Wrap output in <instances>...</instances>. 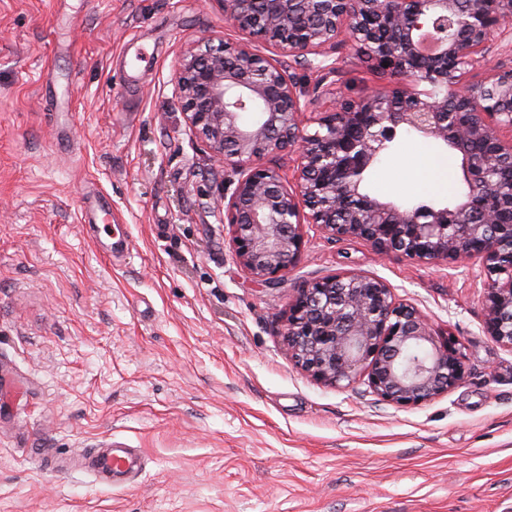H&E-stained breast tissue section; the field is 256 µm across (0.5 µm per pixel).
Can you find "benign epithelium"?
Instances as JSON below:
<instances>
[{"mask_svg": "<svg viewBox=\"0 0 512 512\" xmlns=\"http://www.w3.org/2000/svg\"><path fill=\"white\" fill-rule=\"evenodd\" d=\"M245 38L199 41L181 57L172 97L216 162L232 167L219 187L230 243L247 274L271 284L299 262L303 226L366 241L422 262H481L484 328L512 350V65H489L492 41L512 53V0H218ZM261 40L273 55L252 47ZM359 45L383 75L425 85L337 96L301 126L308 102L280 58L336 71L338 41ZM481 78L469 84L465 74ZM407 131L451 149L465 191L452 202L402 204L365 191L371 169ZM296 156L293 174L268 165ZM288 349L324 384L365 377L369 392L398 406L430 402L465 376L456 337L434 330L383 281L344 273L297 290L284 314Z\"/></svg>", "mask_w": 512, "mask_h": 512, "instance_id": "obj_1", "label": "benign epithelium"}]
</instances>
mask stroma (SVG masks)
<instances>
[{"mask_svg":"<svg viewBox=\"0 0 512 512\" xmlns=\"http://www.w3.org/2000/svg\"><path fill=\"white\" fill-rule=\"evenodd\" d=\"M238 39L219 0H0V512H512V350L483 326L479 260L384 256L305 225L272 284L239 266L214 166L171 95L199 37ZM293 65L314 111L384 86L350 43ZM457 162L412 137L371 175L381 199H447ZM105 198L126 257L81 218ZM385 282L459 339L465 377L400 407L328 386L280 319L305 283ZM120 441L129 488L86 470Z\"/></svg>","mask_w":512,"mask_h":512,"instance_id":"obj_1","label":"stroma"}]
</instances>
